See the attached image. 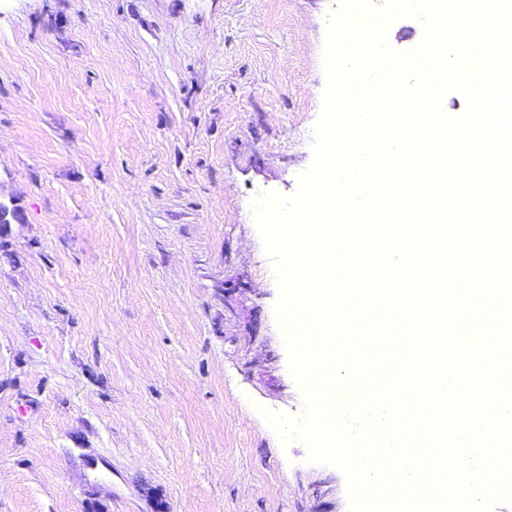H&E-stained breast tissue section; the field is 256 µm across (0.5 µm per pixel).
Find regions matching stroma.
<instances>
[{
    "label": "stroma",
    "mask_w": 512,
    "mask_h": 512,
    "mask_svg": "<svg viewBox=\"0 0 512 512\" xmlns=\"http://www.w3.org/2000/svg\"><path fill=\"white\" fill-rule=\"evenodd\" d=\"M339 0H0V512H349L251 212Z\"/></svg>",
    "instance_id": "35a3bbf8"
}]
</instances>
